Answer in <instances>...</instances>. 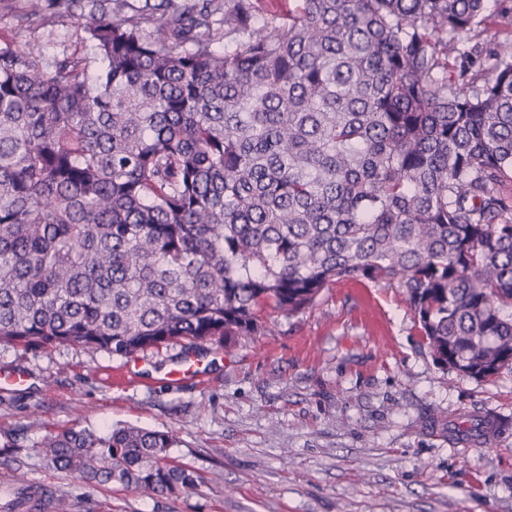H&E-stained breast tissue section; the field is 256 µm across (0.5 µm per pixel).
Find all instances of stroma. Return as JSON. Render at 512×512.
I'll return each instance as SVG.
<instances>
[{
  "mask_svg": "<svg viewBox=\"0 0 512 512\" xmlns=\"http://www.w3.org/2000/svg\"><path fill=\"white\" fill-rule=\"evenodd\" d=\"M26 9L0 5V48L79 49L73 19L47 28L23 22ZM182 352L0 342V369L29 376L0 394V483H51L61 512H512V372L480 380L438 365L395 289L337 284L213 349L203 374L168 381ZM484 419L497 444L463 443L459 427ZM115 425L177 430L170 455L198 488H95L32 451L50 432Z\"/></svg>",
  "mask_w": 512,
  "mask_h": 512,
  "instance_id": "1",
  "label": "stroma"
}]
</instances>
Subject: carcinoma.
Instances as JSON below:
<instances>
[{
  "label": "carcinoma",
  "instance_id": "obj_1",
  "mask_svg": "<svg viewBox=\"0 0 512 512\" xmlns=\"http://www.w3.org/2000/svg\"><path fill=\"white\" fill-rule=\"evenodd\" d=\"M47 7H42V2ZM94 54L0 49V341L226 342L344 281L396 288L436 361L512 368V32L487 0H30ZM176 432H50L145 496Z\"/></svg>",
  "mask_w": 512,
  "mask_h": 512
}]
</instances>
